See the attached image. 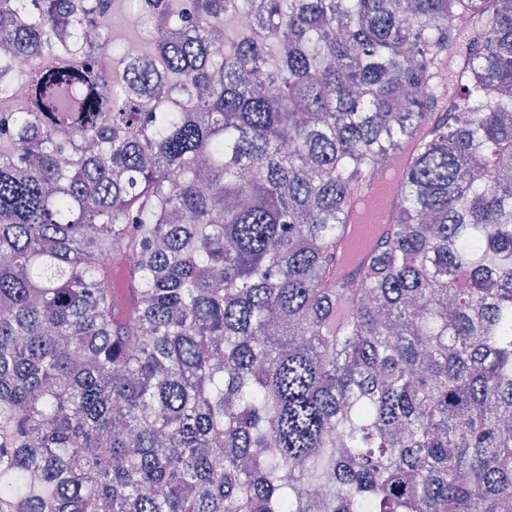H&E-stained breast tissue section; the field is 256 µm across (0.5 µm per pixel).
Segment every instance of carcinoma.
<instances>
[{
	"label": "carcinoma",
	"mask_w": 512,
	"mask_h": 512,
	"mask_svg": "<svg viewBox=\"0 0 512 512\" xmlns=\"http://www.w3.org/2000/svg\"><path fill=\"white\" fill-rule=\"evenodd\" d=\"M116 2L0 0V512H512V0ZM124 62L127 67L126 78L120 84H113V94H124L128 92L130 88L142 87L139 81L134 80L137 76V72L142 69L138 66H141L143 63L140 43L130 42L126 45ZM369 223H371V221H369L368 224H355V225L352 224L351 231L349 232V235H348V240H349L350 244L353 245L360 241H363L365 243V248L367 247V245L377 235L379 228H380L379 224H369ZM374 240L371 242L370 246L373 244ZM365 248L361 249L358 252L357 256L361 252L362 253L359 255L357 260L354 259L353 261L344 264V266H343L344 277L355 276V274L357 273V270L360 266L362 256L365 253V251L368 249L367 248L366 250H364Z\"/></svg>",
	"instance_id": "1"
}]
</instances>
